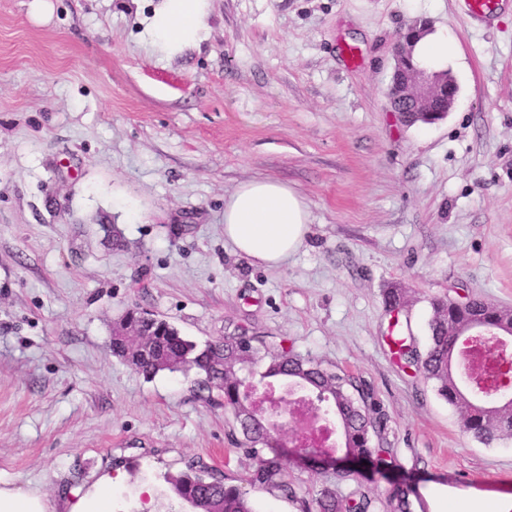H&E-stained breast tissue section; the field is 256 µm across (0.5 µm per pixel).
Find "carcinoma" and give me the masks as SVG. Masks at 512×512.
Here are the masks:
<instances>
[{
	"mask_svg": "<svg viewBox=\"0 0 512 512\" xmlns=\"http://www.w3.org/2000/svg\"><path fill=\"white\" fill-rule=\"evenodd\" d=\"M389 323V342L398 361L417 367L424 378L433 382L437 393L462 415L466 432L489 444L512 436V400L492 408L480 405L487 391L489 374L477 376L469 387L463 386L461 349L454 337L474 321H488L499 333L512 335V309L492 306L477 298L463 304L449 298L433 301V318L424 349H419L409 317L404 315L406 300L400 288L384 293ZM142 343L139 336L112 337V353L127 359L147 377L162 371L179 372L201 390L216 389L242 439L239 450L253 461L246 481L249 485L278 493L309 512V502L301 496L289 478L290 463L284 458L282 437L267 428L240 391L239 376L250 372L255 377L288 382L306 391L324 404L335 424L336 451L349 458L351 466L336 463L331 472L337 481H353L360 489L340 496L336 488L325 485L317 493V512H372L373 499L361 489L374 476L389 467L383 447L388 417L371 387L361 378L332 365L294 352L292 347L268 348L265 337L226 336L224 341L203 347L182 336L178 329L163 324L149 337L151 355L134 360L133 349ZM374 464L367 474L355 469L363 462ZM172 490L194 512H254L245 493L225 478L202 471L191 464L187 470L169 479ZM385 512H429L427 498L412 480L393 483L384 503Z\"/></svg>",
	"mask_w": 512,
	"mask_h": 512,
	"instance_id": "cac0c4a2",
	"label": "carcinoma"
}]
</instances>
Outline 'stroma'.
I'll use <instances>...</instances> for the list:
<instances>
[{
    "label": "stroma",
    "mask_w": 512,
    "mask_h": 512,
    "mask_svg": "<svg viewBox=\"0 0 512 512\" xmlns=\"http://www.w3.org/2000/svg\"><path fill=\"white\" fill-rule=\"evenodd\" d=\"M0 0V486L69 512L105 473L112 512H187L168 476L222 471L256 512L233 418L183 375L110 349L128 309L198 344L258 333L362 375L388 416L392 482L512 495V439L484 444L395 360L383 291L418 344L433 299L512 309V0L491 26L461 0H210L200 46L158 60L157 0ZM455 42L447 116L406 125L385 97L405 25ZM359 48L349 65L343 48ZM271 178L304 200L299 248L268 267L224 238V201Z\"/></svg>",
    "instance_id": "35a3bbf8"
}]
</instances>
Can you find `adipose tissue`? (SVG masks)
I'll return each instance as SVG.
<instances>
[{
  "label": "adipose tissue",
  "mask_w": 512,
  "mask_h": 512,
  "mask_svg": "<svg viewBox=\"0 0 512 512\" xmlns=\"http://www.w3.org/2000/svg\"><path fill=\"white\" fill-rule=\"evenodd\" d=\"M209 0H158L144 21L142 41L160 59H170L207 37ZM307 207L288 184L252 179L224 204V237L266 266L280 265L303 241Z\"/></svg>",
  "instance_id": "obj_1"
}]
</instances>
